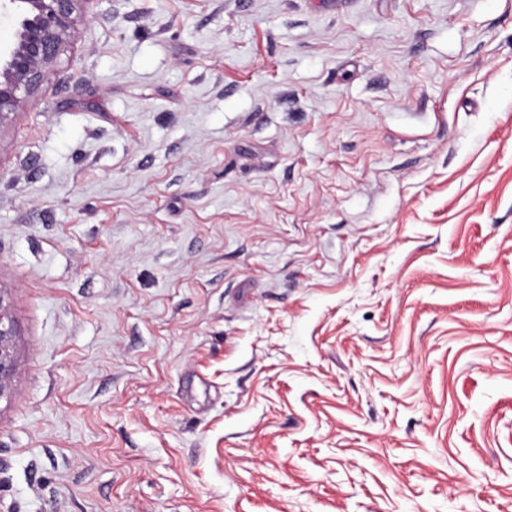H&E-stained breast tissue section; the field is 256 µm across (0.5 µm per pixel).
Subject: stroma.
<instances>
[{
    "label": "stroma",
    "instance_id": "obj_1",
    "mask_svg": "<svg viewBox=\"0 0 512 512\" xmlns=\"http://www.w3.org/2000/svg\"><path fill=\"white\" fill-rule=\"evenodd\" d=\"M0 290V512H512V0H95ZM17 325L10 301L0 290V401L11 394L16 374Z\"/></svg>",
    "mask_w": 512,
    "mask_h": 512
}]
</instances>
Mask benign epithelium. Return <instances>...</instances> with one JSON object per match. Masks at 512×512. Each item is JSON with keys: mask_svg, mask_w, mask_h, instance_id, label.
<instances>
[{"mask_svg": "<svg viewBox=\"0 0 512 512\" xmlns=\"http://www.w3.org/2000/svg\"><path fill=\"white\" fill-rule=\"evenodd\" d=\"M95 0H0L14 22L11 42L0 44V124L31 102L48 70L69 46L81 15ZM17 325L0 292V400L9 397L16 374Z\"/></svg>", "mask_w": 512, "mask_h": 512, "instance_id": "1", "label": "benign epithelium"}]
</instances>
